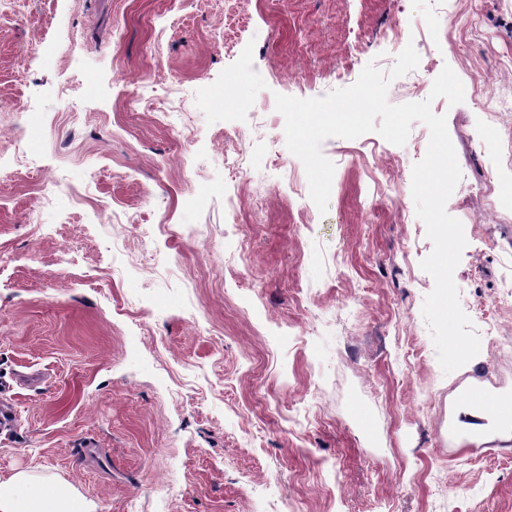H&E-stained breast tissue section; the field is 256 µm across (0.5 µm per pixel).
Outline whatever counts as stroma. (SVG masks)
<instances>
[{"label": "stroma", "mask_w": 512, "mask_h": 512, "mask_svg": "<svg viewBox=\"0 0 512 512\" xmlns=\"http://www.w3.org/2000/svg\"><path fill=\"white\" fill-rule=\"evenodd\" d=\"M409 44L419 65L391 81V104L427 99L446 66L475 91L431 100L462 172L453 280L480 339L448 374L422 316L433 244L411 193L428 127L402 146L325 140L322 213L275 109V94L321 97L370 63L389 72ZM242 58L265 81L231 115L222 91ZM35 116L46 141L26 155ZM497 168L512 174V0H11L0 404L16 419L0 476L40 472L95 512H512V426L489 418L448 447L449 428L471 430L462 387L512 399V357L487 335L512 337V209L480 192ZM210 179L237 211L220 195L185 206ZM44 181L53 201L30 191Z\"/></svg>", "instance_id": "35a3bbf8"}]
</instances>
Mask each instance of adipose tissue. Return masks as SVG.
Returning <instances> with one entry per match:
<instances>
[{"label": "adipose tissue", "instance_id": "adipose-tissue-1", "mask_svg": "<svg viewBox=\"0 0 512 512\" xmlns=\"http://www.w3.org/2000/svg\"><path fill=\"white\" fill-rule=\"evenodd\" d=\"M0 512H93L73 488L45 475L19 471L0 477Z\"/></svg>", "mask_w": 512, "mask_h": 512}]
</instances>
